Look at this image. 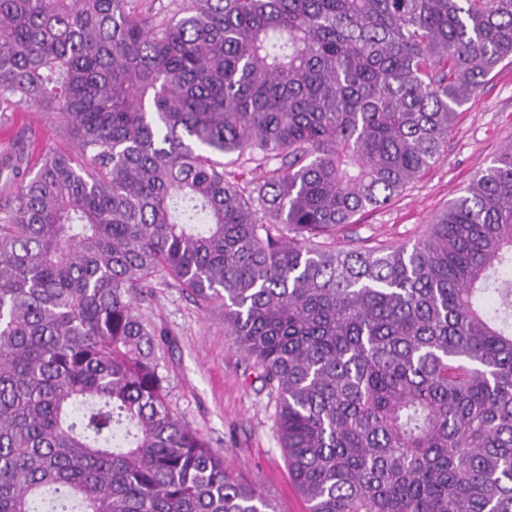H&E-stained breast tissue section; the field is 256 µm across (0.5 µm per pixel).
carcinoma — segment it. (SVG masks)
Masks as SVG:
<instances>
[{
  "instance_id": "obj_1",
  "label": "carcinoma",
  "mask_w": 512,
  "mask_h": 512,
  "mask_svg": "<svg viewBox=\"0 0 512 512\" xmlns=\"http://www.w3.org/2000/svg\"><path fill=\"white\" fill-rule=\"evenodd\" d=\"M154 2L0 0V100L73 145L0 218V512H275L170 408L163 278L224 308L308 512H512V143L416 242L336 243L512 61V0Z\"/></svg>"
}]
</instances>
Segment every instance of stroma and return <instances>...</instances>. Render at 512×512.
Returning a JSON list of instances; mask_svg holds the SVG:
<instances>
[{"label": "stroma", "instance_id": "stroma-1", "mask_svg": "<svg viewBox=\"0 0 512 512\" xmlns=\"http://www.w3.org/2000/svg\"><path fill=\"white\" fill-rule=\"evenodd\" d=\"M19 142L31 171L44 153L70 147L57 114L0 101V210L11 202L7 164ZM510 143L512 64L504 63L461 108L445 155L385 206L358 216L339 238L414 243L431 218ZM142 311L165 334L161 365L170 380L172 409L223 452L231 478L259 485L276 512H307L275 431V399L256 381L252 361L225 336L223 309L200 306L174 282L162 281Z\"/></svg>", "mask_w": 512, "mask_h": 512}]
</instances>
